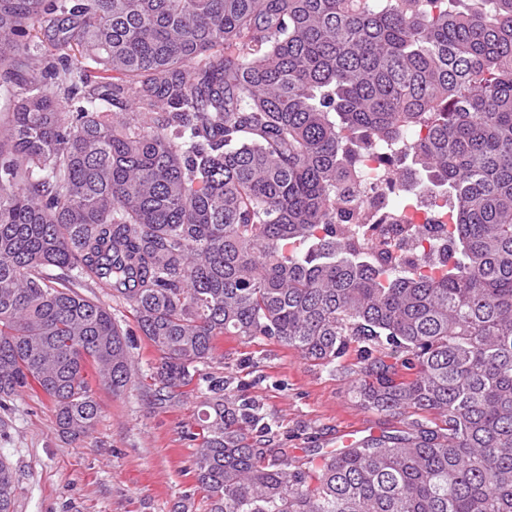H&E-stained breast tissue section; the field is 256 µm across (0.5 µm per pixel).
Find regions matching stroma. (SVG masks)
I'll return each instance as SVG.
<instances>
[{
	"instance_id": "35a3bbf8",
	"label": "stroma",
	"mask_w": 512,
	"mask_h": 512,
	"mask_svg": "<svg viewBox=\"0 0 512 512\" xmlns=\"http://www.w3.org/2000/svg\"><path fill=\"white\" fill-rule=\"evenodd\" d=\"M133 340L135 373L124 394L112 395L89 374L100 412L83 437L58 432L55 406L39 387L0 409V458L19 485L15 512H172L187 501L204 512L187 437L202 410L198 386L159 395L152 375L160 355L142 333ZM359 358V344H350L332 371L276 341L224 335L201 373L254 404L271 426V447L304 461L352 432L362 438L406 430L403 415L363 405L354 390Z\"/></svg>"
}]
</instances>
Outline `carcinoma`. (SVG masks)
<instances>
[{
  "mask_svg": "<svg viewBox=\"0 0 512 512\" xmlns=\"http://www.w3.org/2000/svg\"><path fill=\"white\" fill-rule=\"evenodd\" d=\"M0 91V407L35 384L76 440L87 367L128 388L89 281L169 397L224 335L332 371L353 341L365 407L445 418L297 464L211 379L207 512H512V0H0ZM376 148L425 175L383 206L448 201L433 271L337 232Z\"/></svg>",
  "mask_w": 512,
  "mask_h": 512,
  "instance_id": "cac0c4a2",
  "label": "carcinoma"
}]
</instances>
